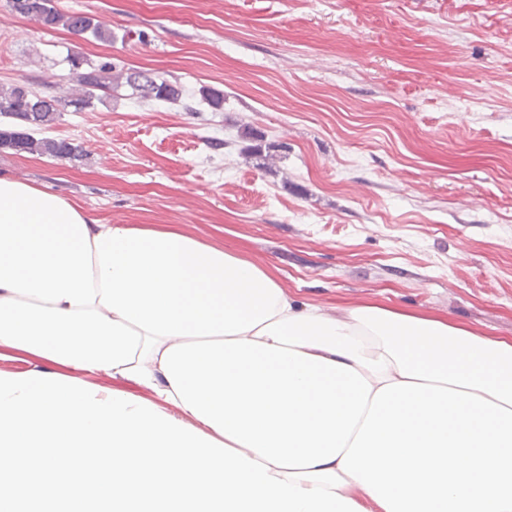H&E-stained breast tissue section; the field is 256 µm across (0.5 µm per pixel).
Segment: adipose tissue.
I'll list each match as a JSON object with an SVG mask.
<instances>
[{"mask_svg":"<svg viewBox=\"0 0 512 512\" xmlns=\"http://www.w3.org/2000/svg\"><path fill=\"white\" fill-rule=\"evenodd\" d=\"M0 348L67 370L0 374V504L512 512V340L301 305L223 249L3 176Z\"/></svg>","mask_w":512,"mask_h":512,"instance_id":"ef3b65f1","label":"adipose tissue"}]
</instances>
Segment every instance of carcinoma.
<instances>
[{
  "instance_id": "cac0c4a2",
  "label": "carcinoma",
  "mask_w": 512,
  "mask_h": 512,
  "mask_svg": "<svg viewBox=\"0 0 512 512\" xmlns=\"http://www.w3.org/2000/svg\"><path fill=\"white\" fill-rule=\"evenodd\" d=\"M9 10L24 17L34 19L46 30L64 29L85 39L112 42L115 34L89 14L65 12L56 5V0H8ZM67 62L79 86V92L71 96L66 105L80 112L91 107L98 91H116L122 86L131 89L136 97L147 101L169 103L181 102L190 112L194 107L185 102L186 91L177 80L163 78L149 71L116 70L110 62L93 63L83 54H73ZM59 100L47 98L22 83L0 86V116L14 118L22 114L15 126L0 129V143L3 148L18 154L28 153L56 159L76 156L79 147L66 140L37 138L27 132L29 128H42L55 121Z\"/></svg>"
}]
</instances>
